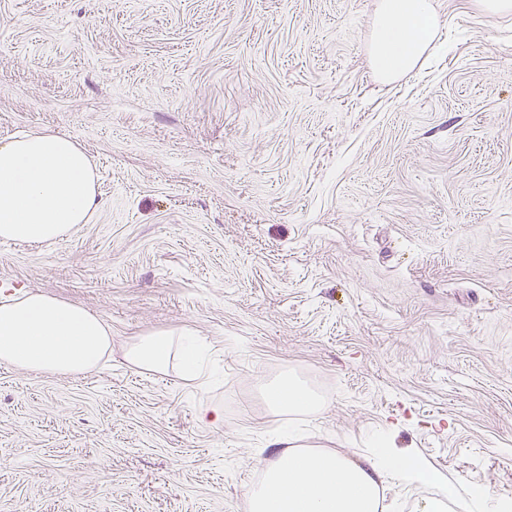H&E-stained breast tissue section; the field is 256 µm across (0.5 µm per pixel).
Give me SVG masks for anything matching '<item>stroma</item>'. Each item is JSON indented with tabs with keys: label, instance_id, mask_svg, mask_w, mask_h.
Listing matches in <instances>:
<instances>
[{
	"label": "stroma",
	"instance_id": "obj_1",
	"mask_svg": "<svg viewBox=\"0 0 512 512\" xmlns=\"http://www.w3.org/2000/svg\"><path fill=\"white\" fill-rule=\"evenodd\" d=\"M431 2L385 81L377 0H0V140L72 137L101 201L0 285L112 327L99 371L0 365V512H246L288 429L415 455L453 512L512 499V13ZM183 330L204 386L125 366ZM286 372L320 415L270 412Z\"/></svg>",
	"mask_w": 512,
	"mask_h": 512
}]
</instances>
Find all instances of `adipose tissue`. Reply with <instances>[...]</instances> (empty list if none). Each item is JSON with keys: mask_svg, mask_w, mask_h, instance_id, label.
<instances>
[{"mask_svg": "<svg viewBox=\"0 0 512 512\" xmlns=\"http://www.w3.org/2000/svg\"><path fill=\"white\" fill-rule=\"evenodd\" d=\"M440 18L431 0H378L372 63L389 79L413 70L435 38ZM98 206L97 176L71 137L44 133L0 141V240L38 244L68 238ZM201 349L190 333L156 331L128 344L130 368L152 373L181 369L197 379ZM112 358V328L67 300L21 288H0V364L54 376H80ZM276 411L319 414V397L294 376L264 383ZM294 433L278 437L284 452L249 487L248 512H381L385 479L404 483L427 471L411 454L378 446L354 460L333 451L293 449Z\"/></svg>", "mask_w": 512, "mask_h": 512, "instance_id": "obj_1", "label": "adipose tissue"}]
</instances>
